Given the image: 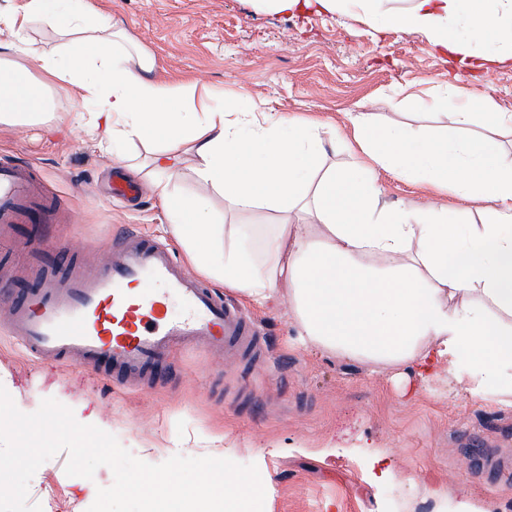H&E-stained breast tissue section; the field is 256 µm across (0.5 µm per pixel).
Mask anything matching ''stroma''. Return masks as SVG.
<instances>
[{
  "mask_svg": "<svg viewBox=\"0 0 512 512\" xmlns=\"http://www.w3.org/2000/svg\"><path fill=\"white\" fill-rule=\"evenodd\" d=\"M106 17L157 59L164 77L192 75L225 94L246 93L278 117H320L349 130V115L370 113L377 126L403 125L433 138L455 136L451 108H430L434 93L455 83L480 97L469 133L494 136L512 151V132L493 123V112H512V58L497 59L486 37L470 27L461 33L482 67L470 68L413 29H378L362 11L316 9L276 12L263 0H97ZM88 106L71 94L57 96L56 117L43 127L0 129V151L32 161L51 189L64 196L75 221L60 225L61 242L99 246L113 231L138 226L151 236L171 233L156 197L141 190L136 201L109 197L119 163L91 148L78 113ZM381 203L421 208L430 191L413 180L379 172ZM225 297L244 303L242 295ZM274 354L265 369L245 361L216 362L206 351L177 354L157 386L131 391L113 385L108 371L87 373L63 363H40L0 333V376L23 412L52 397L83 405L122 446L141 443V460L164 462L163 451L183 436L195 444L186 456H223L209 440L224 437L233 459L253 463L258 444L273 441L266 455L273 478L269 512H417L432 478L446 505L461 495L512 512V405L488 395L473 402L447 374L415 381L412 397L401 394L396 372L320 353L294 344L289 288L279 285L270 309L244 303ZM391 449L401 479L374 482L360 439ZM333 443L332 454L317 450ZM67 452L41 465L28 501L54 512H87L92 501L72 497L82 485L67 476Z\"/></svg>",
  "mask_w": 512,
  "mask_h": 512,
  "instance_id": "35a3bbf8",
  "label": "stroma"
}]
</instances>
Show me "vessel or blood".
I'll list each match as a JSON object with an SVG mask.
<instances>
[{
  "label": "vessel or blood",
  "mask_w": 512,
  "mask_h": 512,
  "mask_svg": "<svg viewBox=\"0 0 512 512\" xmlns=\"http://www.w3.org/2000/svg\"><path fill=\"white\" fill-rule=\"evenodd\" d=\"M65 210L33 164L0 158V250L22 224H52ZM91 265L57 270L39 248L28 252L37 286L8 300L0 330L37 359L86 370L112 369L121 387L144 386L176 350L202 348L228 363L263 350L260 331L238 305L192 274L163 241L132 230L113 234ZM179 299L184 313L169 312Z\"/></svg>",
  "instance_id": "vessel-or-blood-1"
}]
</instances>
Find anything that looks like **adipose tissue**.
<instances>
[{
	"label": "adipose tissue",
	"instance_id": "obj_1",
	"mask_svg": "<svg viewBox=\"0 0 512 512\" xmlns=\"http://www.w3.org/2000/svg\"><path fill=\"white\" fill-rule=\"evenodd\" d=\"M59 2L0 6V125L49 124L55 97L78 91L92 107L90 140L143 175L199 275L261 308L287 279L300 344L424 378L444 367L476 401L491 389L512 395V152L491 137L432 141L382 129L361 112L352 120L359 164L314 185L308 165L333 129L271 119L260 103L238 111L189 76L158 79L153 54L126 44L121 28L96 24L95 0L65 16ZM463 20L512 52V0H412L381 22L423 31L464 60ZM36 24L63 42L33 46ZM137 141L153 145L146 163L125 151ZM187 157L195 182L220 194L226 211L272 210L281 222L212 223L177 188ZM380 169L426 180L431 206L379 209ZM450 193L481 200L480 226L449 223ZM297 209L308 223H288Z\"/></svg>",
	"mask_w": 512,
	"mask_h": 512
}]
</instances>
